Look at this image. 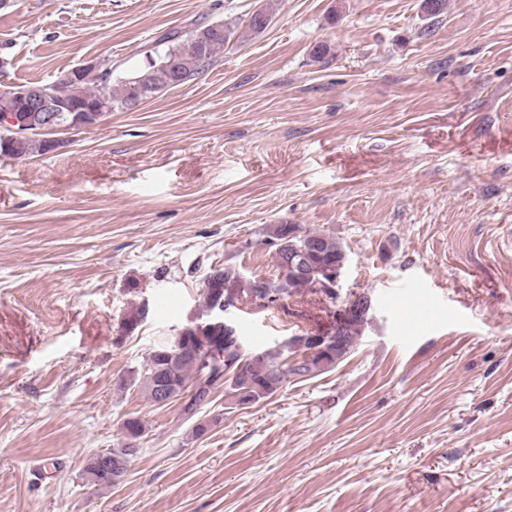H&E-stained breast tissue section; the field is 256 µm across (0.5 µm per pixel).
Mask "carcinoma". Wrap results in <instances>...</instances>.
<instances>
[{
	"instance_id": "1",
	"label": "carcinoma",
	"mask_w": 512,
	"mask_h": 512,
	"mask_svg": "<svg viewBox=\"0 0 512 512\" xmlns=\"http://www.w3.org/2000/svg\"><path fill=\"white\" fill-rule=\"evenodd\" d=\"M272 16V3L253 14L249 28L254 32L265 30ZM236 29L228 23L199 22L183 33L173 30L163 34L154 48L145 52L138 66L125 76L114 77L110 71L93 68L69 72L56 84L31 82L14 86L30 96L44 89L50 90L57 100L67 108L61 113V122L68 124L74 120L92 122L96 113L89 108L98 103L101 95H107L114 111H129L130 102L139 98L147 101L159 93L181 86L194 79L209 67L216 56L224 51L234 39ZM196 43V49L186 51L183 44L187 39ZM50 151L49 140L33 134L29 137L3 138L0 136V156L22 157L45 154ZM298 235L289 237L287 226L273 224L269 227L266 244L275 247L278 261H284L297 247L301 248L298 258L304 260L306 268L324 269L336 264V260L347 254L343 243L336 237L320 231L297 227ZM239 269L226 265L210 269L204 278L202 288L203 306L209 312L217 305L230 302V286L237 278ZM310 287V281L303 276H293L284 281L253 280L252 289H259L270 302L276 303L290 297L301 288ZM367 317L364 314L350 316L334 334L333 343L312 356L292 362L280 359L278 353H261L247 356L230 350L232 337L237 335L233 324L216 325L201 329L191 321L182 329V343L186 353L173 358L168 355L170 343L164 342L154 347L148 354L141 369L134 373L133 380L146 391L148 399L159 403L158 380L182 390L196 388L193 402L185 407L191 413L195 402L208 392L202 376L207 374L213 383L224 381V393L238 405H253L271 397L288 384L292 378L315 377L328 372L355 350L357 337ZM206 341L212 349V357L206 362H198L193 356V348ZM146 432V425L138 417H130L123 423L125 444L108 452V458L97 460L90 457L85 465L89 481L94 485H112L113 471L127 474L128 466L138 453V440Z\"/></svg>"
}]
</instances>
